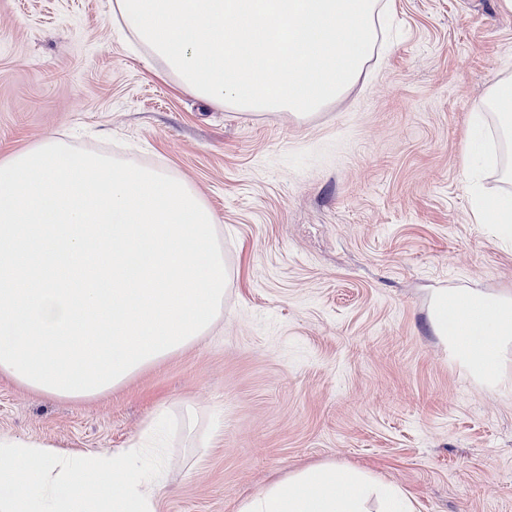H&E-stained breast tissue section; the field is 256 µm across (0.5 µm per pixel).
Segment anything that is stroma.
Here are the masks:
<instances>
[{
  "label": "stroma",
  "mask_w": 512,
  "mask_h": 512,
  "mask_svg": "<svg viewBox=\"0 0 512 512\" xmlns=\"http://www.w3.org/2000/svg\"><path fill=\"white\" fill-rule=\"evenodd\" d=\"M112 0H0V160L44 137L186 180L229 273L214 332L91 399L0 374V435L61 453L128 447L192 405L158 512H237L310 466L402 488L418 512H512V346L496 386L454 361L439 288L512 297V238L474 223L470 115L512 75L500 0H392L387 45L307 119L213 108L147 66Z\"/></svg>",
  "instance_id": "35a3bbf8"
}]
</instances>
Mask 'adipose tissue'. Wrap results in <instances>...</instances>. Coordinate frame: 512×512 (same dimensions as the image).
<instances>
[{
	"label": "adipose tissue",
	"instance_id": "obj_1",
	"mask_svg": "<svg viewBox=\"0 0 512 512\" xmlns=\"http://www.w3.org/2000/svg\"><path fill=\"white\" fill-rule=\"evenodd\" d=\"M389 0H113V27L183 91L243 112L307 118L340 99L364 72L390 15ZM466 168L477 223L512 227V78L474 113ZM504 190L494 206L480 172ZM431 315L472 379L493 385L512 345V298L470 289L435 292ZM238 512H417L399 487L328 463L276 479Z\"/></svg>",
	"mask_w": 512,
	"mask_h": 512
}]
</instances>
